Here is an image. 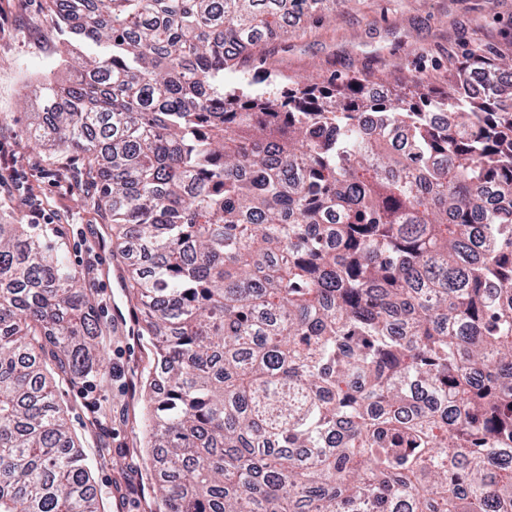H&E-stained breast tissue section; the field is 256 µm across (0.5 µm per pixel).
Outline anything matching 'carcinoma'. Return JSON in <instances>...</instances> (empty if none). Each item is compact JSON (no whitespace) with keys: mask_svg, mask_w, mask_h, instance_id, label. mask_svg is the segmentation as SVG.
<instances>
[{"mask_svg":"<svg viewBox=\"0 0 512 512\" xmlns=\"http://www.w3.org/2000/svg\"><path fill=\"white\" fill-rule=\"evenodd\" d=\"M324 2L51 0L71 78L26 134L83 154L112 247L143 249L126 280L156 341L157 493L512 512V58L472 51L420 104L262 69ZM103 349L61 245L0 223V512H98L47 363L103 379Z\"/></svg>","mask_w":512,"mask_h":512,"instance_id":"cac0c4a2","label":"carcinoma"}]
</instances>
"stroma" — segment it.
Wrapping results in <instances>:
<instances>
[{"label":"stroma","mask_w":512,"mask_h":512,"mask_svg":"<svg viewBox=\"0 0 512 512\" xmlns=\"http://www.w3.org/2000/svg\"><path fill=\"white\" fill-rule=\"evenodd\" d=\"M323 28L299 30L267 62L291 78L311 75L344 81L407 82L425 73L431 85L447 83L465 53L512 55V0H350L328 5ZM64 35L52 20L50 0H0V219L32 221L45 213L50 238L61 243L105 329L110 369L57 391L70 432L92 464L100 512H161L155 474L140 446L142 405L134 381L153 363L139 336L142 314L123 279V258L112 255L110 226L90 208L96 181L82 155L27 140L36 96L45 78L64 81L58 66Z\"/></svg>","instance_id":"obj_1"}]
</instances>
